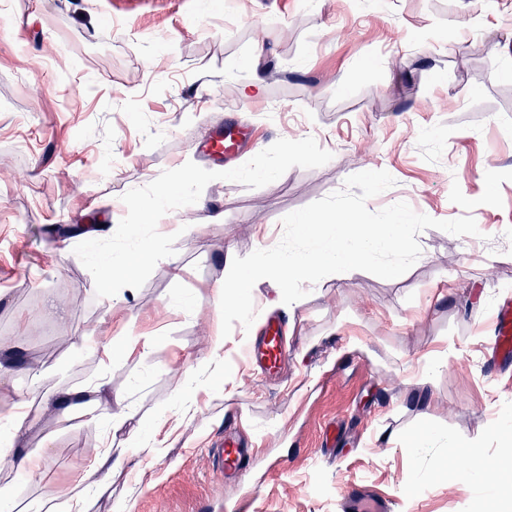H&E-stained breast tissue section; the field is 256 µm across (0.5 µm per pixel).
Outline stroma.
<instances>
[{
    "label": "stroma",
    "instance_id": "35a3bbf8",
    "mask_svg": "<svg viewBox=\"0 0 512 512\" xmlns=\"http://www.w3.org/2000/svg\"><path fill=\"white\" fill-rule=\"evenodd\" d=\"M271 68L283 81H267ZM256 77L262 97L243 102L240 86ZM229 121L251 130L247 148L200 160L192 142ZM306 137L331 161L257 189L210 182L158 225L177 236L173 262L106 317L73 249L89 230L114 233L127 191L188 161L226 171ZM368 170L395 180L370 210L403 201L437 220L470 215L479 235L424 230L402 276L329 275L290 305L259 280L254 308L284 318L287 366L274 379L252 374L245 350L259 329L235 324L224 339L234 383L203 379L196 412L181 415L184 377L222 331L212 287L230 256L272 248L285 215ZM507 289L512 0H0V345L24 354L0 385V417L28 389L27 367L47 369L46 387L62 391L95 374L92 331L154 341L111 368L113 395L137 407L121 429L32 408L27 448L51 454L37 482L0 465L15 512L36 500L72 512L75 481L108 442L127 455L87 512H342L348 484L389 512H498V492L512 489V434L489 429L512 407V360L487 345ZM50 296L66 316L46 308ZM442 352L437 375L411 382ZM231 416L254 448L236 483L213 462ZM160 423L172 430L163 455L131 452ZM428 430L469 453L475 481L457 476L445 449L415 447Z\"/></svg>",
    "mask_w": 512,
    "mask_h": 512
}]
</instances>
